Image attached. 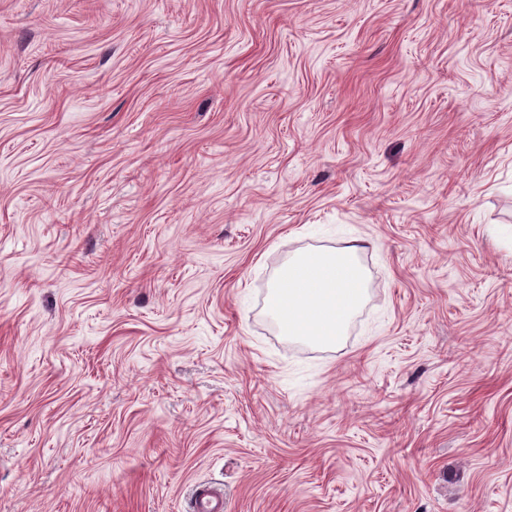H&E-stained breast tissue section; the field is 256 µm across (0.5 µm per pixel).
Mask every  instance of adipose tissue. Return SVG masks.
Segmentation results:
<instances>
[{"label": "adipose tissue", "instance_id": "ef3b65f1", "mask_svg": "<svg viewBox=\"0 0 512 512\" xmlns=\"http://www.w3.org/2000/svg\"><path fill=\"white\" fill-rule=\"evenodd\" d=\"M358 245L289 258L268 296L279 331L317 346L336 345L365 300L366 274Z\"/></svg>", "mask_w": 512, "mask_h": 512}]
</instances>
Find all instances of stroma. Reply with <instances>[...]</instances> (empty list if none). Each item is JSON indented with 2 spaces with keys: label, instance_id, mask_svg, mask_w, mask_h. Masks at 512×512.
<instances>
[{
  "label": "stroma",
  "instance_id": "stroma-1",
  "mask_svg": "<svg viewBox=\"0 0 512 512\" xmlns=\"http://www.w3.org/2000/svg\"><path fill=\"white\" fill-rule=\"evenodd\" d=\"M509 226L512 0H0V512H512ZM356 240L294 255L280 270L268 310L284 336L335 346L365 300L366 274ZM192 512H223L224 500L214 495L211 490L205 486L197 489L194 493Z\"/></svg>",
  "mask_w": 512,
  "mask_h": 512
}]
</instances>
